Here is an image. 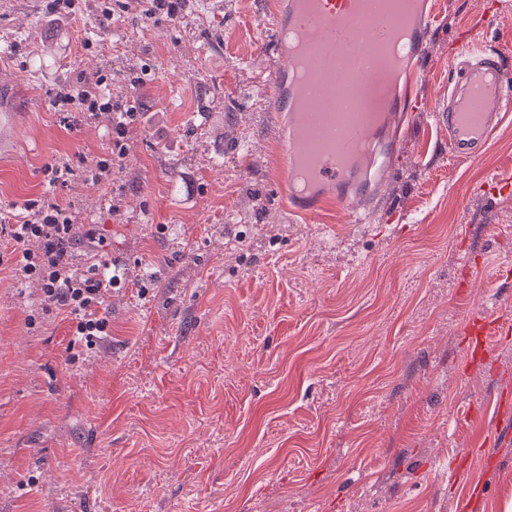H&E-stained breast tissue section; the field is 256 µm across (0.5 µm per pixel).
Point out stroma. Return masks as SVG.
<instances>
[{"mask_svg":"<svg viewBox=\"0 0 512 512\" xmlns=\"http://www.w3.org/2000/svg\"><path fill=\"white\" fill-rule=\"evenodd\" d=\"M433 2L426 106L462 41L512 47V0ZM181 3L172 17L151 0H0L17 125L0 216L66 205L72 268L103 237L126 272L89 346L40 281L0 263V512H503L512 442L494 466L483 452L512 336L475 364L465 328L487 310L512 321L495 280L512 194L483 192L512 175V119L455 162L418 114L363 223L334 204L305 221L277 180L288 117L269 98L288 0ZM100 76L139 112L104 182L90 171L116 112L55 103ZM452 458L466 462L454 485Z\"/></svg>","mask_w":512,"mask_h":512,"instance_id":"35a3bbf8","label":"stroma"}]
</instances>
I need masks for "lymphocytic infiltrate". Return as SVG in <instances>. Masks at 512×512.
<instances>
[{
    "label": "lymphocytic infiltrate",
    "mask_w": 512,
    "mask_h": 512,
    "mask_svg": "<svg viewBox=\"0 0 512 512\" xmlns=\"http://www.w3.org/2000/svg\"><path fill=\"white\" fill-rule=\"evenodd\" d=\"M75 226L67 207L55 202L43 203L31 218L0 225V246L9 252L15 269L25 276L42 280L46 301L67 310L77 320L74 335L88 343L107 335L108 321L97 316L108 286L119 285V276L101 280L93 276H77L69 271L68 247ZM39 240L40 253H31L27 242Z\"/></svg>",
    "instance_id": "f902f5d3"
}]
</instances>
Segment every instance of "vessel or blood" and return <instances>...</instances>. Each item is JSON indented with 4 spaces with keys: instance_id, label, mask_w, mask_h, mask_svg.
Returning <instances> with one entry per match:
<instances>
[{
    "instance_id": "1",
    "label": "vessel or blood",
    "mask_w": 512,
    "mask_h": 512,
    "mask_svg": "<svg viewBox=\"0 0 512 512\" xmlns=\"http://www.w3.org/2000/svg\"><path fill=\"white\" fill-rule=\"evenodd\" d=\"M435 14L429 0H288L287 14H274V34L299 30L298 40L308 49L312 79L303 86L284 85L293 56L277 44L279 67L272 86L276 111L304 102L305 136L288 141L284 149L282 180L293 177L299 158L314 163L313 190L302 197L297 212L316 218L329 201L351 209L353 223H361L381 178L392 161L417 109L414 86L424 51V35ZM512 50L462 44L454 55L447 86L439 93L431 122L444 134L450 157H479L489 146L507 113L512 112ZM389 71L401 95H391L379 124L366 111L354 112L347 103L374 86ZM469 335L476 349L512 334V322L486 316L474 320Z\"/></svg>"
}]
</instances>
